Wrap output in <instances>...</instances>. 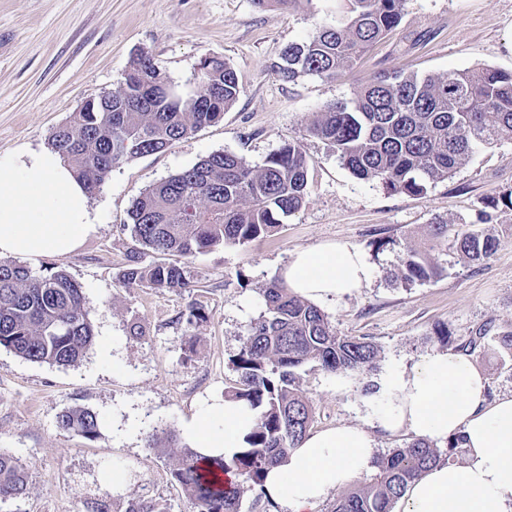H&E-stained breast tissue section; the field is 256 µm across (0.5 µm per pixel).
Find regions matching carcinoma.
<instances>
[{
	"label": "carcinoma",
	"instance_id": "obj_1",
	"mask_svg": "<svg viewBox=\"0 0 512 512\" xmlns=\"http://www.w3.org/2000/svg\"><path fill=\"white\" fill-rule=\"evenodd\" d=\"M350 16L321 26L283 52L280 77L309 74L333 80L369 47L398 26L402 0H350ZM240 93L236 71L226 62H201L194 88L169 84L152 61L140 56L124 86L81 107L57 126L51 145L74 165L88 194L95 193L112 166L164 151L173 142L220 122ZM307 133L321 140L354 175L378 180L398 194L420 195L456 173L481 148L512 136V71L478 67L445 76L383 71L350 99L313 113ZM310 159L286 143L252 167L229 152H215L194 166L147 188L130 210L131 236L141 246L127 255L119 281L125 288L186 292L193 288L185 266L166 256L194 258L222 244L244 245L275 231L297 211L308 190ZM483 221L508 209L512 189L488 196ZM453 248L472 262L488 258L496 239L475 230ZM162 257L143 264L144 252ZM439 268L405 246L395 278L425 281ZM265 310L250 325L232 364L239 374L228 398L257 411L248 447L230 457H204L186 449L172 477L191 495L199 512H240L245 489L264 495L265 470L288 458L308 436L313 408L297 370L314 363L331 373L372 371L380 349L363 337L337 333L317 306L293 294L281 280L262 288ZM206 318L191 306L182 314L186 336ZM94 341L83 308L82 286L64 271L35 274L0 258V346L34 363L77 364ZM60 428L88 441L99 437L97 415L75 407L57 416ZM459 435L442 451L425 439L396 448L376 462L370 479L336 500L330 512H392L409 484L430 466L464 452ZM147 447L162 453L176 447L170 429L146 433ZM233 472L237 481L221 475ZM28 475L17 458L0 452V504L22 499Z\"/></svg>",
	"mask_w": 512,
	"mask_h": 512
}]
</instances>
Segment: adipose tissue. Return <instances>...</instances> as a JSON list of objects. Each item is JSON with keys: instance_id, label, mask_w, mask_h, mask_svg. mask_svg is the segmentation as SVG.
<instances>
[{"instance_id": "ef3b65f1", "label": "adipose tissue", "mask_w": 512, "mask_h": 512, "mask_svg": "<svg viewBox=\"0 0 512 512\" xmlns=\"http://www.w3.org/2000/svg\"><path fill=\"white\" fill-rule=\"evenodd\" d=\"M97 229V213L73 168L50 147L0 161V255L67 256ZM283 278L297 295L323 301L363 288L369 269L357 250L328 245L296 251ZM486 375L464 354L437 352L391 382L397 402L380 424L424 437L464 436L463 464H438L412 483L401 512H512V394L487 397ZM255 413L228 400L190 424L204 456L245 447ZM375 446L361 428L317 431L271 468L264 489L287 512H315L326 494L374 468Z\"/></svg>"}]
</instances>
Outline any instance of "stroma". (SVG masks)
I'll use <instances>...</instances> for the list:
<instances>
[{
  "label": "stroma",
  "mask_w": 512,
  "mask_h": 512,
  "mask_svg": "<svg viewBox=\"0 0 512 512\" xmlns=\"http://www.w3.org/2000/svg\"><path fill=\"white\" fill-rule=\"evenodd\" d=\"M350 0H289L266 9L253 0H0V159L51 143V133L83 103L120 89L131 62L149 57L169 82L191 86L201 60L223 59L240 95L218 124L165 151L113 166L90 197L98 226L65 257L31 263L37 273L65 271L83 286L95 339L84 358L57 367L0 348V451L28 477L22 512H125L145 499L155 512H197L173 479L175 456L146 448L153 427L170 428L191 447L185 426L204 406L223 404L238 374L231 360L264 311L263 287L293 252L343 245L365 258L370 280L359 292L320 302L337 331L380 349L366 375L299 369L314 407V429L355 425L379 454L414 441L383 430L396 402L389 379L434 352L460 351L479 329L489 337L471 358L490 396L512 392V357L491 338L512 324V212L481 222L483 199L512 188V137L479 150L448 179L419 196L362 180L321 141L308 137L312 114L352 97L384 70L442 76L475 66L512 70V0H403L399 25L337 79L278 74L281 55L320 26L346 18ZM288 142L311 160L302 207L271 235L220 245L187 265L189 293L125 288L118 275L134 245L128 224L134 200L150 185L217 151L252 166ZM446 222L449 239L481 227L497 240L493 254L468 263L433 243L430 224ZM420 250L440 273L404 285L393 272L403 246ZM206 318L187 331L189 306ZM447 326V343L434 339ZM73 407L95 412L100 436L87 441L58 428Z\"/></svg>",
  "instance_id": "stroma-1"
}]
</instances>
